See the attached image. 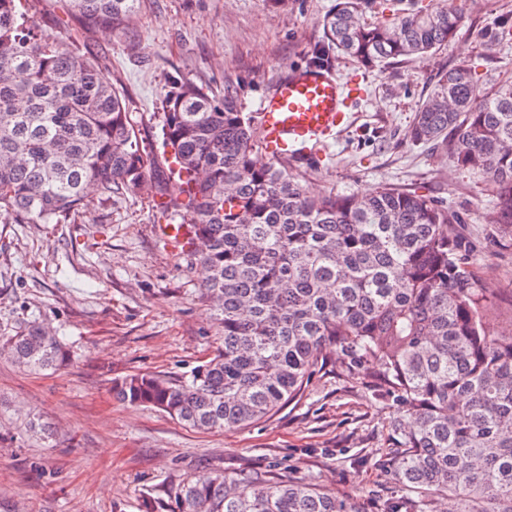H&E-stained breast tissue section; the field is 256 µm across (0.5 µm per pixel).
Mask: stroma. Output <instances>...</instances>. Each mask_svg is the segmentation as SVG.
I'll return each instance as SVG.
<instances>
[{"instance_id": "1", "label": "stroma", "mask_w": 512, "mask_h": 512, "mask_svg": "<svg viewBox=\"0 0 512 512\" xmlns=\"http://www.w3.org/2000/svg\"><path fill=\"white\" fill-rule=\"evenodd\" d=\"M335 0H143L132 37L95 29L89 41L133 100L144 145L160 150V100L172 77L223 92L243 111L289 67L306 65ZM457 36L434 54L368 70L347 57L332 69L353 91L350 124L307 171L310 191L351 194L383 184L414 188L459 212L479 274L499 291V332H512V240L486 222L496 198L455 170L444 150L409 137L417 108L443 70L469 64L477 84L512 79V43L483 38L512 16V0H458ZM167 217L150 193L93 202L69 224L0 223V334L37 319L72 345L55 372L31 373L0 357V512H141L144 492L207 472L265 473L317 483L362 512L402 492L382 452L399 407L373 394L335 359L299 395L243 429L201 432L153 408L113 398L114 378L188 374L221 345L199 296V265L159 238ZM39 420L58 439L28 431Z\"/></svg>"}]
</instances>
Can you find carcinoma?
<instances>
[{"label": "carcinoma", "instance_id": "1", "mask_svg": "<svg viewBox=\"0 0 512 512\" xmlns=\"http://www.w3.org/2000/svg\"><path fill=\"white\" fill-rule=\"evenodd\" d=\"M141 0H61L81 22L65 39L28 22L21 0H0V222L66 224L106 200L148 188L170 222L190 225L187 255L204 269L222 344L177 380L117 379L120 401L156 408L203 432L240 429L293 399L334 355L354 370L378 366L369 388L390 396L411 425L389 464L408 512H512V336L497 333L496 292L476 271L470 238L448 235L459 215L413 189L321 195L287 155L259 160L263 132L224 95L191 79L162 98L164 161L139 141L122 81L77 37L126 30ZM374 0H337L308 64L341 53L366 69L422 57L454 38L461 13L392 0L391 17L364 20ZM487 40H512L496 22ZM440 143L456 170L492 185L488 224L512 237V81L476 92L471 68L443 72L410 130ZM0 354L29 372L59 370L71 346L38 320L0 336ZM141 512H360L315 484L233 477L173 478Z\"/></svg>", "mask_w": 512, "mask_h": 512}]
</instances>
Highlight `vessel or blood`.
Listing matches in <instances>:
<instances>
[{
  "instance_id": "1",
  "label": "vessel or blood",
  "mask_w": 512,
  "mask_h": 512,
  "mask_svg": "<svg viewBox=\"0 0 512 512\" xmlns=\"http://www.w3.org/2000/svg\"><path fill=\"white\" fill-rule=\"evenodd\" d=\"M351 95L333 70L313 66L291 69L259 103L263 148L271 155L288 154L306 161L339 135L348 120ZM160 237L174 249L191 247L187 228L158 225Z\"/></svg>"
}]
</instances>
